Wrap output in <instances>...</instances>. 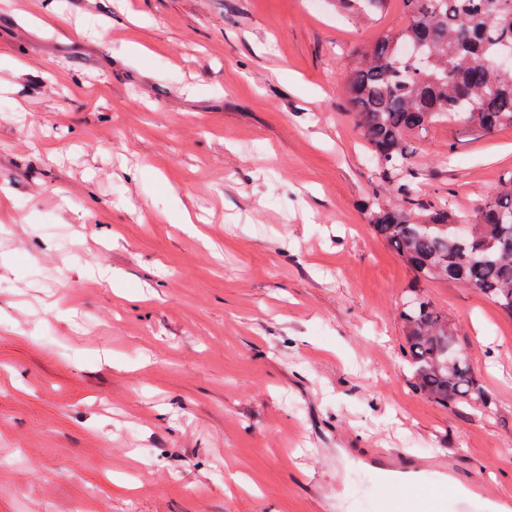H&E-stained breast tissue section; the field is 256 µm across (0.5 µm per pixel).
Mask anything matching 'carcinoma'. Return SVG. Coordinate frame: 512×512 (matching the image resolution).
<instances>
[{"mask_svg": "<svg viewBox=\"0 0 512 512\" xmlns=\"http://www.w3.org/2000/svg\"><path fill=\"white\" fill-rule=\"evenodd\" d=\"M371 17L386 0H339ZM404 26L362 52L345 78L353 120L380 179L406 206L370 208V224L420 281H457L512 317V175L473 211L419 202L401 182L408 137L462 121L488 131L512 127V0H406ZM403 357L420 394L438 405L489 406L448 314L412 288L399 311Z\"/></svg>", "mask_w": 512, "mask_h": 512, "instance_id": "obj_1", "label": "carcinoma"}]
</instances>
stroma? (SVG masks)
<instances>
[{"instance_id": "obj_1", "label": "stroma", "mask_w": 512, "mask_h": 512, "mask_svg": "<svg viewBox=\"0 0 512 512\" xmlns=\"http://www.w3.org/2000/svg\"><path fill=\"white\" fill-rule=\"evenodd\" d=\"M45 8L0 0V512H365L381 449L447 457L484 487L456 512H491L512 490V318L421 283L492 403L415 390L413 275L369 224L401 200L343 94L404 0L371 21L337 0ZM411 144L430 206L475 209L512 173V128Z\"/></svg>"}]
</instances>
